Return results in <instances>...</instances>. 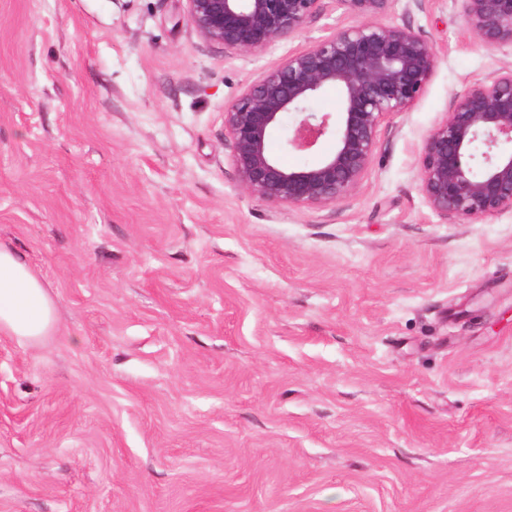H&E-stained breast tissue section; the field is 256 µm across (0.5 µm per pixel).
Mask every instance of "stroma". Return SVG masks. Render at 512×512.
I'll list each match as a JSON object with an SVG mask.
<instances>
[{"label": "stroma", "instance_id": "1", "mask_svg": "<svg viewBox=\"0 0 512 512\" xmlns=\"http://www.w3.org/2000/svg\"><path fill=\"white\" fill-rule=\"evenodd\" d=\"M382 23L437 63L326 206L244 191L224 108L352 24L258 55L184 0H0V241L58 330L0 335V512H512V211L436 213L425 137L512 68L461 0Z\"/></svg>", "mask_w": 512, "mask_h": 512}]
</instances>
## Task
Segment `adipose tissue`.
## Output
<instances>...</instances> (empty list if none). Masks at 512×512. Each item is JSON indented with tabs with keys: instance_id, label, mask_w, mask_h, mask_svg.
Returning <instances> with one entry per match:
<instances>
[{
	"instance_id": "1",
	"label": "adipose tissue",
	"mask_w": 512,
	"mask_h": 512,
	"mask_svg": "<svg viewBox=\"0 0 512 512\" xmlns=\"http://www.w3.org/2000/svg\"><path fill=\"white\" fill-rule=\"evenodd\" d=\"M57 325L55 302L43 281L13 247L0 242V335L33 345Z\"/></svg>"
}]
</instances>
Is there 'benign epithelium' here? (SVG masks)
<instances>
[{"mask_svg":"<svg viewBox=\"0 0 512 512\" xmlns=\"http://www.w3.org/2000/svg\"><path fill=\"white\" fill-rule=\"evenodd\" d=\"M196 32L235 54H259L304 29L323 0H185ZM355 22L288 55L224 109L240 186L274 204L325 206L355 189L372 160L384 115L404 112L436 66L433 45L408 27L378 22L393 0H338ZM465 24L488 48L512 43V0H461ZM337 112L312 104L327 88ZM287 151L305 153L332 139L331 153L290 167L269 149L288 122ZM512 69L469 85L425 137L421 186L433 210L475 219L512 211Z\"/></svg>","mask_w":512,"mask_h":512,"instance_id":"1","label":"benign epithelium"}]
</instances>
